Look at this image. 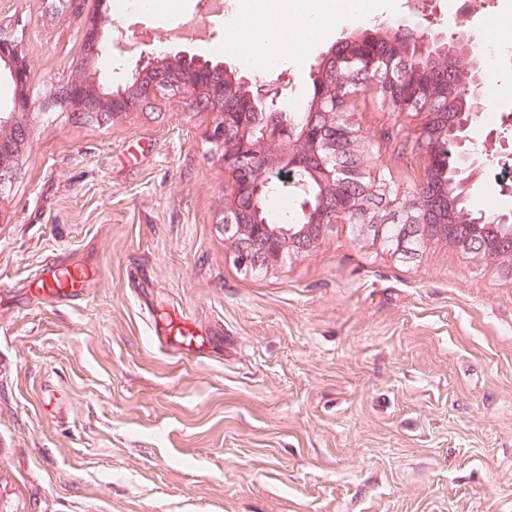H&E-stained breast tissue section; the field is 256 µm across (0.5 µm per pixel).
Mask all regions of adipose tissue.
<instances>
[{
    "instance_id": "1",
    "label": "adipose tissue",
    "mask_w": 512,
    "mask_h": 512,
    "mask_svg": "<svg viewBox=\"0 0 512 512\" xmlns=\"http://www.w3.org/2000/svg\"><path fill=\"white\" fill-rule=\"evenodd\" d=\"M369 17L370 0H326L323 7L309 9L299 29H292V38H284L285 29H291V17L280 0H272L268 20L261 28L237 24L232 33L235 48L241 49L248 67L259 74L271 75L289 42L310 43L321 37L326 26L342 21L344 15Z\"/></svg>"
}]
</instances>
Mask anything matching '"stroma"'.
<instances>
[{
    "label": "stroma",
    "instance_id": "stroma-1",
    "mask_svg": "<svg viewBox=\"0 0 512 512\" xmlns=\"http://www.w3.org/2000/svg\"><path fill=\"white\" fill-rule=\"evenodd\" d=\"M373 25L455 34L439 0H375ZM0 0L21 42L33 123L0 195V512H512V272L429 245L397 258L346 225L265 275L239 269L217 222L231 180L207 138L216 116L167 97L82 124L51 104L75 76L123 83L141 53H197L258 75L197 0ZM127 46L85 52L90 17ZM356 22L285 54L272 80L300 108L320 58ZM479 80V135L512 125V71ZM392 169L420 168L417 117ZM475 210L512 212V162L488 165ZM50 255L93 260L83 302L34 300ZM203 351L150 340L175 316Z\"/></svg>",
    "mask_w": 512,
    "mask_h": 512
}]
</instances>
